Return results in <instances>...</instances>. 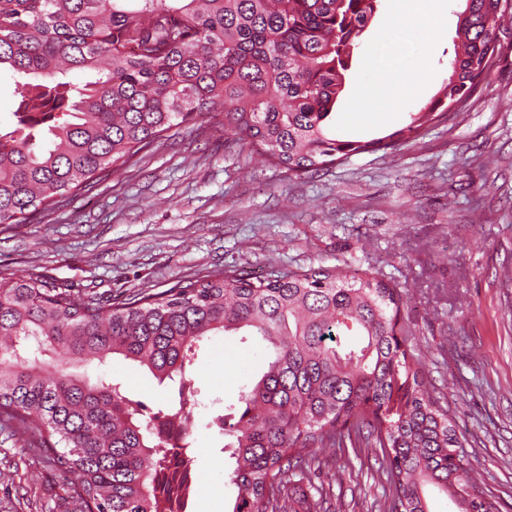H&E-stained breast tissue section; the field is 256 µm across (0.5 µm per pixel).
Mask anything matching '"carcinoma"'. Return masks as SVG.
Returning a JSON list of instances; mask_svg holds the SVG:
<instances>
[{
  "mask_svg": "<svg viewBox=\"0 0 512 512\" xmlns=\"http://www.w3.org/2000/svg\"><path fill=\"white\" fill-rule=\"evenodd\" d=\"M0 0V75L14 127L0 131V224L53 209L117 171L172 128L220 106L228 141L268 164L316 172L366 146L331 136L349 59L380 0ZM506 9L466 0L448 82L427 118L482 80ZM402 298L377 272L215 271L121 302L41 275L0 276V417L41 434L76 481L81 512H181L158 473L177 452L194 463L187 371L207 336L244 333L273 348L260 380L224 415L233 512H287L295 477L352 430L380 450L391 512H491L476 490L448 410L404 349ZM121 355L178 400L155 424L119 382L68 371Z\"/></svg>",
  "mask_w": 512,
  "mask_h": 512,
  "instance_id": "carcinoma-1",
  "label": "carcinoma"
}]
</instances>
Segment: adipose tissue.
Here are the masks:
<instances>
[{"label": "adipose tissue", "instance_id": "1", "mask_svg": "<svg viewBox=\"0 0 512 512\" xmlns=\"http://www.w3.org/2000/svg\"><path fill=\"white\" fill-rule=\"evenodd\" d=\"M394 20L382 40L369 46L377 61L372 74L359 79L355 89L354 112L377 111L379 104L402 108L416 89L432 80L430 50L444 31L443 17L429 6V0H393ZM415 42V54H406L408 42Z\"/></svg>", "mask_w": 512, "mask_h": 512}]
</instances>
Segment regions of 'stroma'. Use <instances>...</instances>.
<instances>
[{
  "label": "stroma",
  "instance_id": "obj_1",
  "mask_svg": "<svg viewBox=\"0 0 512 512\" xmlns=\"http://www.w3.org/2000/svg\"><path fill=\"white\" fill-rule=\"evenodd\" d=\"M435 41L436 78L400 112L348 124L353 87L373 69L390 0L364 31L336 104L333 133L366 152L313 173L260 162L246 142L228 146L215 115L175 127L129 168L66 197L22 224H0V275L39 274L119 302L157 294L216 270L251 276L346 267L378 272L404 304L405 347L432 395L448 408L463 452L494 512H512V25L465 106L408 132L450 73L457 14ZM392 136L388 147L375 141ZM253 339H205L188 376L196 400V470L187 512L208 502L232 512L231 461L213 423L241 386L267 369ZM105 372L156 410L178 386L116 356ZM322 470L307 496L319 512H383L392 489L375 451L318 448ZM0 512H77L76 487L48 462L39 436L0 420Z\"/></svg>",
  "mask_w": 512,
  "mask_h": 512
}]
</instances>
